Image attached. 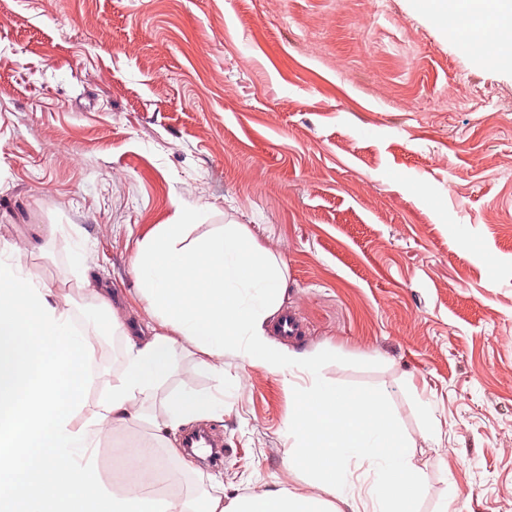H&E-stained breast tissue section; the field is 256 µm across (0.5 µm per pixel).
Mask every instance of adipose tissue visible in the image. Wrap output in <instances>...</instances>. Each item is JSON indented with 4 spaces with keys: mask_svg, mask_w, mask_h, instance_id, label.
Masks as SVG:
<instances>
[{
    "mask_svg": "<svg viewBox=\"0 0 512 512\" xmlns=\"http://www.w3.org/2000/svg\"><path fill=\"white\" fill-rule=\"evenodd\" d=\"M433 17L459 26L485 17L500 46L495 65H512V0H416ZM192 213L144 240L133 272L158 327L127 339L125 368L98 410L82 418L97 359L90 331L25 269L0 261V512H416L425 490L413 444L384 410L385 396L336 386L315 359L268 337L285 294L284 263L243 224H221L189 239ZM220 375L224 355L259 359L288 377L304 374L290 413L289 473L305 489L278 483L225 499L224 487L171 498L105 482L97 466L102 427L122 431L151 420L154 445L178 475L189 464L174 440L181 428L224 413V396L175 391L154 414L155 390L181 343Z\"/></svg>",
    "mask_w": 512,
    "mask_h": 512,
    "instance_id": "adipose-tissue-1",
    "label": "adipose tissue"
}]
</instances>
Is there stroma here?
<instances>
[{"mask_svg":"<svg viewBox=\"0 0 512 512\" xmlns=\"http://www.w3.org/2000/svg\"><path fill=\"white\" fill-rule=\"evenodd\" d=\"M469 43L415 0H0V259L23 248L99 325L86 412L123 371L112 317L155 322L138 246L187 210L190 237L244 224L285 261L288 347L385 394L418 442L419 512H512V68ZM459 83L480 98L451 101ZM183 387L223 388L206 425L226 458H193L182 493L214 471L230 497L301 486L283 376L181 352L156 394Z\"/></svg>","mask_w":512,"mask_h":512,"instance_id":"stroma-1","label":"stroma"}]
</instances>
